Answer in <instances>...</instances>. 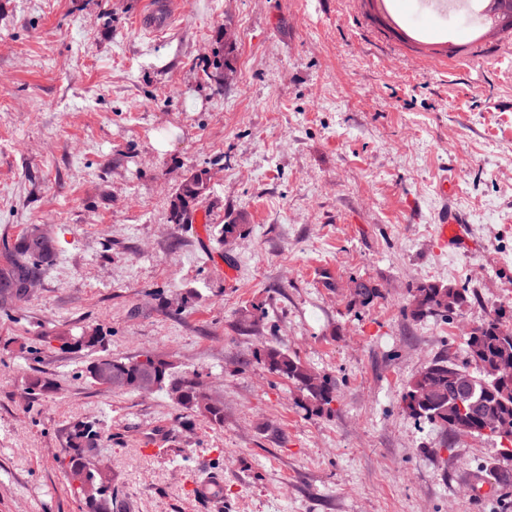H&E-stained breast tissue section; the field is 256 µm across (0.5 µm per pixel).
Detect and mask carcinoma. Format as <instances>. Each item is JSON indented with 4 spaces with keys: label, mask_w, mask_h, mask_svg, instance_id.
<instances>
[{
    "label": "carcinoma",
    "mask_w": 512,
    "mask_h": 512,
    "mask_svg": "<svg viewBox=\"0 0 512 512\" xmlns=\"http://www.w3.org/2000/svg\"><path fill=\"white\" fill-rule=\"evenodd\" d=\"M484 15L479 23L477 39L512 34V0H479ZM209 189L207 173H191L177 188L170 206V221L184 224L190 211ZM33 226L13 242L0 243V309L28 295L26 285L40 282L52 265L54 241L38 234ZM473 291L434 282L422 283L410 291L408 309L415 319L450 320L467 303ZM507 310L474 328L466 340V359L459 364L445 356L424 366L409 381L403 395V409L416 420L458 434H481L487 420H495L508 428L512 443V326L506 324ZM60 349H95L104 347L103 337L95 332L79 335L63 333L52 337ZM268 370L292 381L304 394L305 407L318 413L335 397L332 379L319 374L299 358L276 345L267 344L256 353ZM88 378L101 387L125 392L151 394L164 391L188 413L202 416L208 422L224 423V405L206 387L186 373L172 371V364L155 356L143 360L99 355L86 369ZM101 435L95 424L81 422L70 435L68 463L64 473L77 491L82 512H128L127 503L112 487V474L96 467L93 451L100 445Z\"/></svg>",
    "instance_id": "1"
}]
</instances>
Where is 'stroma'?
<instances>
[{
  "instance_id": "1",
  "label": "stroma",
  "mask_w": 512,
  "mask_h": 512,
  "mask_svg": "<svg viewBox=\"0 0 512 512\" xmlns=\"http://www.w3.org/2000/svg\"><path fill=\"white\" fill-rule=\"evenodd\" d=\"M143 2L0 0V240L40 224L57 251L0 311V512H80L62 470L77 421L101 428L129 512H512L499 440L402 403L512 307V35L449 53L460 18L414 0H179L155 34ZM199 170L205 227L171 223ZM446 207L465 229L443 247ZM359 282L380 297L355 301ZM421 282L475 296L416 320ZM84 330L194 374L223 424L94 385L90 353L33 342ZM267 344L335 382L328 408H303L256 358ZM34 371L52 386L31 401Z\"/></svg>"
}]
</instances>
